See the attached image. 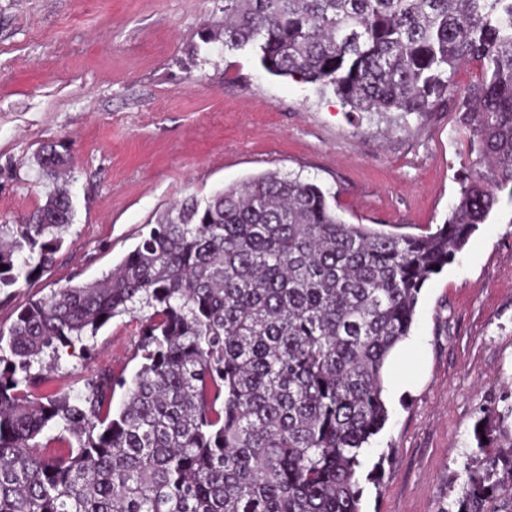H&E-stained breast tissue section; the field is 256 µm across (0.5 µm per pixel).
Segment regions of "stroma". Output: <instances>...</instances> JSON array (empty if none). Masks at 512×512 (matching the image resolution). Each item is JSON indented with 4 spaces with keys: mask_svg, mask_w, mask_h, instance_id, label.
<instances>
[{
    "mask_svg": "<svg viewBox=\"0 0 512 512\" xmlns=\"http://www.w3.org/2000/svg\"><path fill=\"white\" fill-rule=\"evenodd\" d=\"M223 0H0V224H22L50 189L35 161L70 156L73 225L52 267L0 293V329L29 299L101 278L144 225L189 195L267 171L333 193L350 224L421 234L444 223L471 160L455 100L423 115L351 112L332 91L266 73L249 51L203 44ZM423 380L387 400L372 438L363 512H450L482 409L512 390V196L501 194L455 260L421 290L411 331ZM137 323L111 319L62 352L50 390L109 368L132 376Z\"/></svg>",
    "mask_w": 512,
    "mask_h": 512,
    "instance_id": "stroma-1",
    "label": "stroma"
}]
</instances>
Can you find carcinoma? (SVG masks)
<instances>
[{
	"mask_svg": "<svg viewBox=\"0 0 512 512\" xmlns=\"http://www.w3.org/2000/svg\"><path fill=\"white\" fill-rule=\"evenodd\" d=\"M201 41L331 89L353 112L421 115L455 91L475 159L436 231L346 223L330 193L266 172L188 196L147 225L108 274L22 306L0 331V512H362L364 449L388 420L383 368L412 329L425 282L450 264L509 190L512 0H224ZM23 224H0V291L54 261L74 219L56 180ZM140 314L131 378L100 369L84 389L36 394L60 352ZM51 363H44V355ZM123 404L112 410L116 389ZM496 420L456 512H512V437ZM56 427L76 445L42 441Z\"/></svg>",
	"mask_w": 512,
	"mask_h": 512,
	"instance_id": "cac0c4a2",
	"label": "carcinoma"
}]
</instances>
